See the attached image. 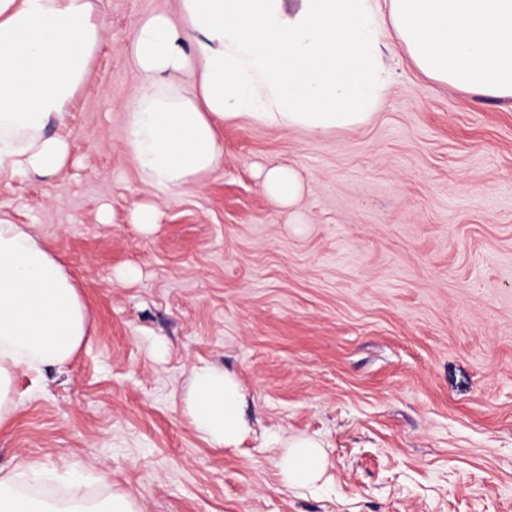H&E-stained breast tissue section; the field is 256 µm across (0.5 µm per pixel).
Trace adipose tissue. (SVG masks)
Instances as JSON below:
<instances>
[{
  "label": "adipose tissue",
  "mask_w": 512,
  "mask_h": 512,
  "mask_svg": "<svg viewBox=\"0 0 512 512\" xmlns=\"http://www.w3.org/2000/svg\"><path fill=\"white\" fill-rule=\"evenodd\" d=\"M176 13L141 19L130 44L140 86L122 135L143 181L161 194L200 182L222 164L216 123L247 119L311 135L367 123L391 83L395 36L417 67L450 88L512 100V0H177ZM102 24L93 0H0V172L51 177L70 159L62 129ZM194 79L185 87L182 76ZM267 197L301 199L290 164L264 170ZM90 321L65 267L34 225L0 219V424L18 404L21 372L63 367ZM184 408L212 445L239 447L250 429L237 376L195 366ZM277 466L284 487L309 489L324 473L310 437L288 439ZM34 464L0 472V512H139L116 493L93 501L28 491Z\"/></svg>",
  "instance_id": "adipose-tissue-1"
}]
</instances>
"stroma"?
Wrapping results in <instances>:
<instances>
[{"mask_svg":"<svg viewBox=\"0 0 512 512\" xmlns=\"http://www.w3.org/2000/svg\"><path fill=\"white\" fill-rule=\"evenodd\" d=\"M102 36L69 106L70 161L0 175V217L35 225L78 284L89 334L63 368L17 374L0 469L30 486L131 495L140 512H512V101L418 70L396 39L364 125L322 135L218 124L224 162L157 194L121 135L140 18L176 0H95ZM306 177L295 213L258 169ZM153 203V232L130 222ZM236 373L251 431L201 439L192 369ZM323 445L317 486L291 492L282 440Z\"/></svg>","mask_w":512,"mask_h":512,"instance_id":"stroma-1","label":"stroma"}]
</instances>
